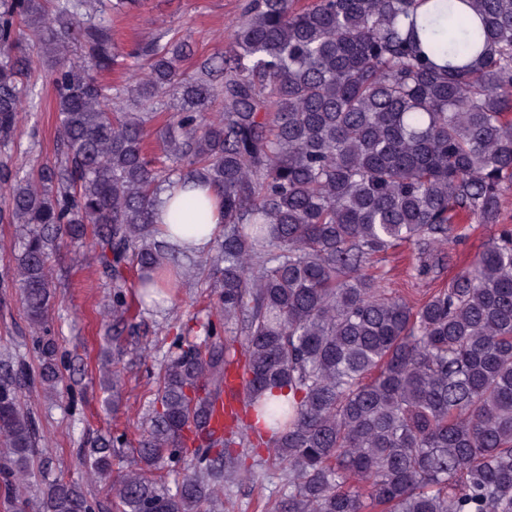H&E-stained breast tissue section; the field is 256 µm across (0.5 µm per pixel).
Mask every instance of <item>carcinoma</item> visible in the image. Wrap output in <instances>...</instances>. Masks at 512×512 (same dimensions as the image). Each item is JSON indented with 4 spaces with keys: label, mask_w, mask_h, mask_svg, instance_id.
Returning a JSON list of instances; mask_svg holds the SVG:
<instances>
[{
    "label": "carcinoma",
    "mask_w": 512,
    "mask_h": 512,
    "mask_svg": "<svg viewBox=\"0 0 512 512\" xmlns=\"http://www.w3.org/2000/svg\"><path fill=\"white\" fill-rule=\"evenodd\" d=\"M134 0H0V151L35 108L34 54L51 59L61 157L0 165V222L24 236L11 276L32 347L31 375L0 354V495L9 512H200L241 475L228 448L265 438L282 471L270 512H512V229L448 286L413 306L387 295L370 258L408 243L429 260L475 224L501 221L512 190V0H242L231 44L180 72L189 41L149 42L134 84L111 96L119 62L102 14ZM166 162L144 145L162 97ZM179 181L218 190L224 231L209 253L157 241L158 193ZM190 198L171 223H208ZM79 242L112 279V328L143 301L208 268L218 318L200 341L173 339L154 393L140 467L112 476L118 434L80 449L111 505L57 477L38 501L21 490L38 454L34 385L58 391L47 329L48 259ZM240 325L236 337L223 335ZM243 372L245 413L224 439L193 430Z\"/></svg>",
    "instance_id": "carcinoma-1"
}]
</instances>
